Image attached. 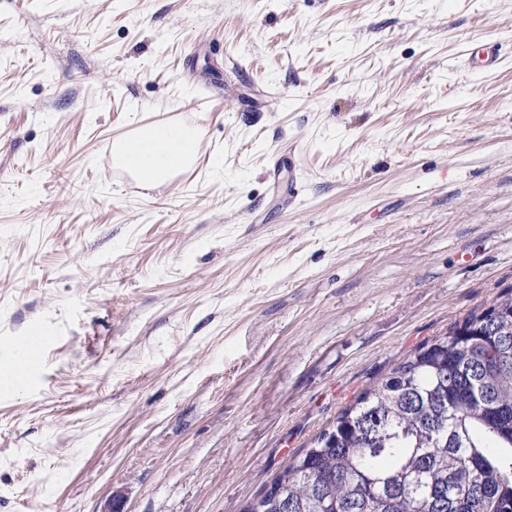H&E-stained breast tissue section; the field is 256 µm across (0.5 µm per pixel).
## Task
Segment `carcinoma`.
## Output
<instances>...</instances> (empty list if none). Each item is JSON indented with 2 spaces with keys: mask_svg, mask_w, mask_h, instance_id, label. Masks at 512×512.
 <instances>
[{
  "mask_svg": "<svg viewBox=\"0 0 512 512\" xmlns=\"http://www.w3.org/2000/svg\"><path fill=\"white\" fill-rule=\"evenodd\" d=\"M512 512V290L417 347L246 512Z\"/></svg>",
  "mask_w": 512,
  "mask_h": 512,
  "instance_id": "obj_1",
  "label": "carcinoma"
}]
</instances>
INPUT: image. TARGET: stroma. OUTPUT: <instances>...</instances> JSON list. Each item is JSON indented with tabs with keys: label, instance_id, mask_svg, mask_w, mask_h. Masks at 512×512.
<instances>
[{
	"label": "stroma",
	"instance_id": "stroma-1",
	"mask_svg": "<svg viewBox=\"0 0 512 512\" xmlns=\"http://www.w3.org/2000/svg\"><path fill=\"white\" fill-rule=\"evenodd\" d=\"M509 287L512 0H0V512H243ZM502 63L499 45L496 41H489L473 49L467 59V64L480 71L490 72ZM199 133L179 124L147 125L112 141L114 162L137 175L146 189L174 179L194 164ZM23 341L14 345L12 361L5 369H1L0 381L3 387L17 388L26 380L35 355L31 351L30 344Z\"/></svg>",
	"mask_w": 512,
	"mask_h": 512
}]
</instances>
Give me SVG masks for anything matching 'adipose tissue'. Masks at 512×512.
Returning <instances> with one entry per match:
<instances>
[{
    "label": "adipose tissue",
    "instance_id": "1",
    "mask_svg": "<svg viewBox=\"0 0 512 512\" xmlns=\"http://www.w3.org/2000/svg\"><path fill=\"white\" fill-rule=\"evenodd\" d=\"M199 133L178 124L147 125L112 142L115 162L136 174L144 188L154 189L192 166Z\"/></svg>",
    "mask_w": 512,
    "mask_h": 512
}]
</instances>
